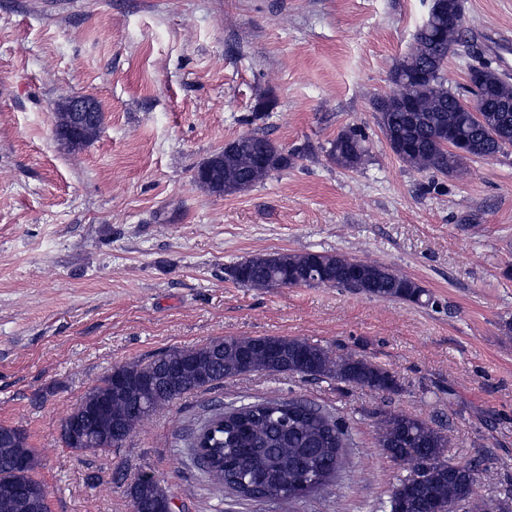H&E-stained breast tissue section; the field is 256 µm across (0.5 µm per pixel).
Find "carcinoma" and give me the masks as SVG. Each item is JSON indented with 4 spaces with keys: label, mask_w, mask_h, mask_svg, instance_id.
<instances>
[{
    "label": "carcinoma",
    "mask_w": 512,
    "mask_h": 512,
    "mask_svg": "<svg viewBox=\"0 0 512 512\" xmlns=\"http://www.w3.org/2000/svg\"><path fill=\"white\" fill-rule=\"evenodd\" d=\"M465 41L463 29L442 30L439 20L423 25L411 50L393 69V96L414 103L405 112L392 103H377V119L392 152L418 171L448 175L462 170L471 158H486L512 146V83L483 63L470 69L465 87L468 97L448 89L444 68L448 46ZM488 100L496 112H469L467 108ZM464 144L465 154L457 152ZM279 149L266 135L252 131L228 142L224 194L254 186L271 173L288 167L272 158ZM328 158L337 166L356 170L368 155L362 133L341 131L329 142ZM232 282L255 289L294 286H328L382 300H402L426 305L431 296L410 278L376 263L351 260L329 252L273 253L245 258L225 268ZM194 370L199 387H212L243 372L291 373L313 379H331L380 392H396L399 383L390 371L356 354L331 356L325 349L296 337H226L207 344L172 348L145 364L123 365L140 391L117 392L111 374L83 397L88 404L102 401L112 410L124 435L129 437L157 411L180 399V391L161 381V366ZM89 443L73 448L78 453H106L115 447L110 432L97 415L84 417ZM378 445L395 462L423 467L421 479H406L394 488L390 512H512V499L491 506L475 495L474 468L448 456L447 433L428 422L403 413L376 416ZM10 427L0 425V512H41V504L28 499L22 489L39 487L35 477L39 459L27 448V465L18 466L20 448L5 438ZM194 460L222 486L250 480L275 499L282 512H293L303 494L332 485L351 447L344 424L329 411L298 398L268 396L258 402L231 408H214L184 438ZM139 512H168L170 490L161 480L140 472L125 487Z\"/></svg>",
    "instance_id": "1"
}]
</instances>
